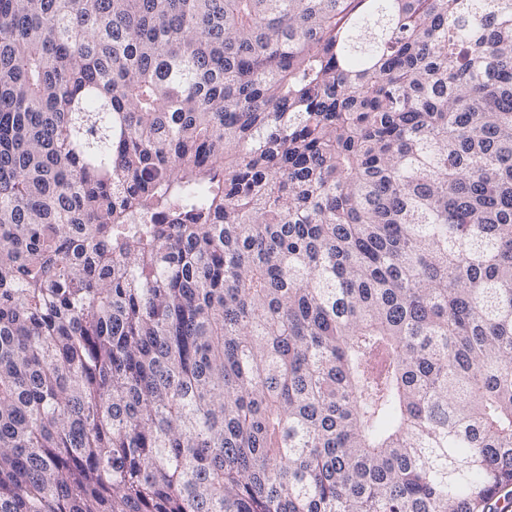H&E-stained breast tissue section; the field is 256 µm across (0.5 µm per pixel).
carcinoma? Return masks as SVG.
I'll use <instances>...</instances> for the list:
<instances>
[{
    "instance_id": "1",
    "label": "carcinoma",
    "mask_w": 512,
    "mask_h": 512,
    "mask_svg": "<svg viewBox=\"0 0 512 512\" xmlns=\"http://www.w3.org/2000/svg\"><path fill=\"white\" fill-rule=\"evenodd\" d=\"M0 512H512V0H0Z\"/></svg>"
}]
</instances>
